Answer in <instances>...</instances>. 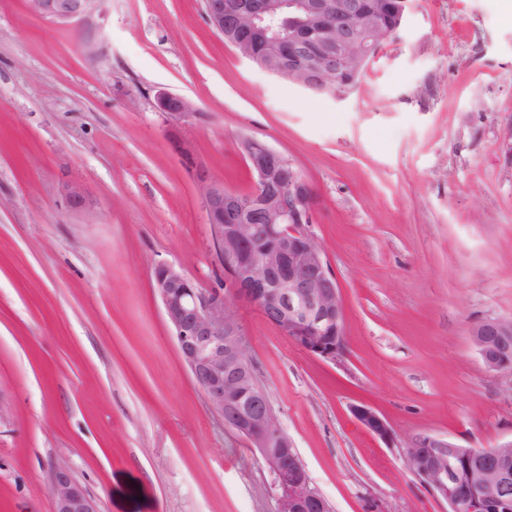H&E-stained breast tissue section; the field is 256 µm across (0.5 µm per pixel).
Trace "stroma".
Returning <instances> with one entry per match:
<instances>
[{
    "instance_id": "stroma-1",
    "label": "stroma",
    "mask_w": 512,
    "mask_h": 512,
    "mask_svg": "<svg viewBox=\"0 0 512 512\" xmlns=\"http://www.w3.org/2000/svg\"><path fill=\"white\" fill-rule=\"evenodd\" d=\"M225 189L263 142L314 189L313 230L345 307L337 361L229 302L248 356L333 512H448L401 442L512 437V378L468 330L512 316V19L500 0H412L347 94L265 73L201 0H91L55 23L0 0V512H53L66 464L100 512H275L257 449L225 428L181 359L152 271L224 269L190 169L156 108ZM89 208L69 212L62 183ZM390 423L386 447L354 419ZM156 101L159 111L162 112L172 128L189 112L194 111L192 104L188 100L171 93H159ZM60 193L67 208L72 212H82L90 206V195L83 185L67 183L62 186ZM351 414L360 426L386 445L393 442L392 428L387 419L373 407L359 403L350 407Z\"/></svg>"
}]
</instances>
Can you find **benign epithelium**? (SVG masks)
I'll return each mask as SVG.
<instances>
[{
	"instance_id": "7a95c632",
	"label": "benign epithelium",
	"mask_w": 512,
	"mask_h": 512,
	"mask_svg": "<svg viewBox=\"0 0 512 512\" xmlns=\"http://www.w3.org/2000/svg\"><path fill=\"white\" fill-rule=\"evenodd\" d=\"M27 2L34 15L67 23L83 15L90 0ZM203 11L207 24L244 58L315 94H338L336 73L351 54L356 57L351 80H356L384 40L372 35L362 0H203ZM244 29L269 34L279 43L278 64L242 49L237 36ZM156 101L172 127L193 111L188 100L171 93H159ZM243 153L253 181L246 194L217 184L203 165L192 167L213 247L224 263L225 292L203 288L168 264L154 267L153 290L209 408L258 450L269 469L276 512H331L276 417L227 299L256 307L289 341L334 361L345 351L341 291L313 231L310 183L264 143L248 139ZM60 193L72 212L90 206L89 192L80 184L67 183ZM469 336L487 372L512 376V317L477 321ZM350 411L372 436L393 441L389 422L373 407L359 403ZM510 448L512 439L492 448H464L450 437L423 432L409 436L403 452L448 512H512ZM49 492L53 512H100L64 464L56 466Z\"/></svg>"
}]
</instances>
